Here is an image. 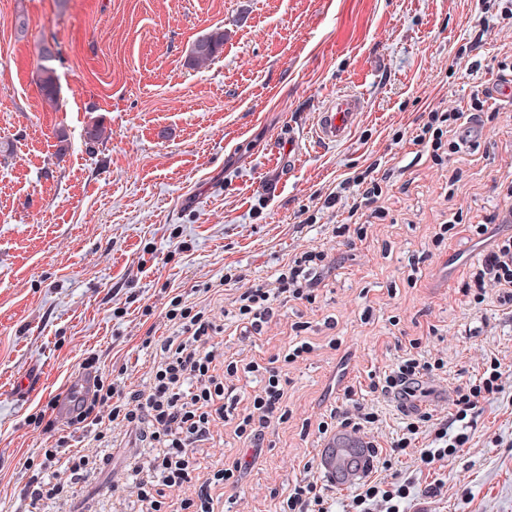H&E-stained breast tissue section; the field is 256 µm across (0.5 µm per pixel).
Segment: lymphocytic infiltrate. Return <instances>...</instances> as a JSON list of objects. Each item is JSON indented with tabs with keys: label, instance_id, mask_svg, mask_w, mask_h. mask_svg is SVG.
Returning a JSON list of instances; mask_svg holds the SVG:
<instances>
[{
	"label": "lymphocytic infiltrate",
	"instance_id": "f902f5d3",
	"mask_svg": "<svg viewBox=\"0 0 512 512\" xmlns=\"http://www.w3.org/2000/svg\"><path fill=\"white\" fill-rule=\"evenodd\" d=\"M462 124V113L426 112L415 142L427 149L435 164H442L443 138ZM328 265V255L321 250L292 255L270 286L248 288L234 296L227 317L234 321L242 337H254L274 317L276 302L315 299L322 284L321 274ZM491 288L497 290L500 305L512 306V236L498 240L483 257L464 291L480 304ZM165 316L179 327L180 333L156 341L148 392L123 395L114 382L96 380L92 391L78 398L69 423L106 446L111 441L108 423L120 422L135 429L145 447L154 449V456L136 454L128 463L137 495L148 505L146 512H167L168 492L191 483L197 486L195 495L182 499L180 512H215L212 488L237 485L240 475L254 465L255 459L245 455L235 458L212 470L198 484L194 481L195 443L209 435L210 424L218 415L234 421L235 435L244 447L261 448L267 430L288 417L286 381L278 367L257 359L243 362L230 356L217 362L214 336L220 331L219 325L207 320L203 311L182 296L170 299ZM410 345L415 349L414 355L403 358L395 369L372 382V391L407 395L412 383L443 371L442 359L417 354L418 340H411ZM500 367L498 360H490L479 378L457 389L455 421H464L481 401L501 392ZM243 374L260 379L258 390L250 394L244 408L239 405L236 386ZM88 465L84 455L72 449L69 437H59L43 450L39 466L23 488L22 501L33 512L40 502L69 499L75 484L87 477ZM411 488L408 480L365 483L353 496L349 512H401L400 506L409 498ZM280 512H331V503L322 484L308 479L294 485L283 499Z\"/></svg>",
	"mask_w": 512,
	"mask_h": 512
}]
</instances>
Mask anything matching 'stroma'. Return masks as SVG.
Here are the masks:
<instances>
[{
	"label": "stroma",
	"instance_id": "stroma-1",
	"mask_svg": "<svg viewBox=\"0 0 512 512\" xmlns=\"http://www.w3.org/2000/svg\"><path fill=\"white\" fill-rule=\"evenodd\" d=\"M217 27L221 52L193 65V42ZM44 41L58 52L55 109L37 81ZM508 80L512 0H0V512H16L29 464L66 434L92 469L74 500L37 512H142L126 469L135 434L115 427L101 449L59 416L89 357L148 389L145 342L173 334L177 294L223 321L218 355L279 359L287 381V420L236 487L213 489L221 512H279L310 475L347 512L357 483H328L318 464V425L347 386L381 417L365 478L412 481L404 512H512V308L463 291L490 247L471 227L512 187V100L492 95ZM477 88L497 119L449 133L456 152L433 164L412 141L424 112L469 111ZM344 91L365 101L352 136L316 143L318 112ZM95 122L105 135L90 150ZM368 170L383 193L361 205L339 186ZM337 224L362 240L333 237ZM316 247L333 263L314 301L281 306L256 339L222 319L239 290ZM297 322L311 350L287 364ZM414 338L446 364L412 399L439 421L484 359L502 372L468 444L428 468L427 432L391 457L403 408L369 389ZM234 429L215 419L197 442L199 478L238 456Z\"/></svg>",
	"mask_w": 512,
	"mask_h": 512
}]
</instances>
